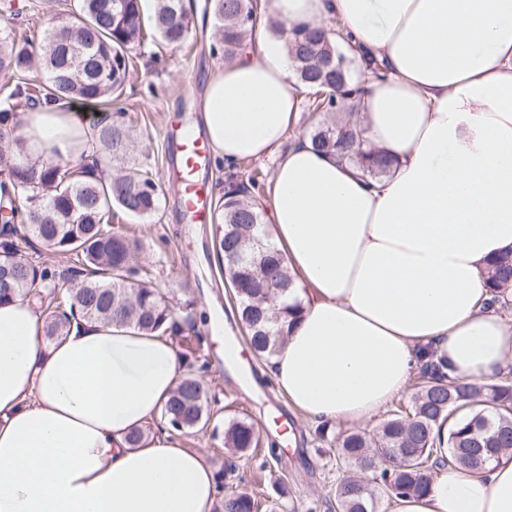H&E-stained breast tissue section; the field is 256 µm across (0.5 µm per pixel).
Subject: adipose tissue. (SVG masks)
I'll return each mask as SVG.
<instances>
[{"mask_svg":"<svg viewBox=\"0 0 512 512\" xmlns=\"http://www.w3.org/2000/svg\"><path fill=\"white\" fill-rule=\"evenodd\" d=\"M285 30L325 24L364 79L350 105L397 164L368 178L308 139L284 141L303 84L284 33L257 28L212 73L202 121L226 164L276 156L268 226L294 278L297 320L268 371L314 422L362 420L423 362L463 382L512 367V318L489 303L487 263L512 247V0H272ZM91 104L20 117L26 151L89 162ZM47 313L0 304V512H214L204 455L170 437L130 446L184 371L166 336L85 321L44 338ZM392 512H512V459L456 468Z\"/></svg>","mask_w":512,"mask_h":512,"instance_id":"1","label":"adipose tissue"}]
</instances>
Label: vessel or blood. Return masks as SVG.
<instances>
[{
  "instance_id": "obj_1",
  "label": "vessel or blood",
  "mask_w": 512,
  "mask_h": 512,
  "mask_svg": "<svg viewBox=\"0 0 512 512\" xmlns=\"http://www.w3.org/2000/svg\"><path fill=\"white\" fill-rule=\"evenodd\" d=\"M177 167L180 205L187 216L196 222H206L211 210V193L199 174L206 166L210 153L204 132L177 133L172 143Z\"/></svg>"
}]
</instances>
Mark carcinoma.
<instances>
[{
    "instance_id": "carcinoma-1",
    "label": "carcinoma",
    "mask_w": 512,
    "mask_h": 512,
    "mask_svg": "<svg viewBox=\"0 0 512 512\" xmlns=\"http://www.w3.org/2000/svg\"><path fill=\"white\" fill-rule=\"evenodd\" d=\"M147 15L143 0H77L68 16L50 19L40 42L0 36V74L23 75L36 60L45 74L42 86L15 85L0 105V302L17 295L32 297L49 311L47 335L60 336L71 320H116L147 334L178 339L185 358L196 354L193 328L183 331L150 269L139 262L142 239L112 229V207L143 219L161 206L152 173L123 163L137 143L132 126L120 117L101 124L95 134L99 161H119L105 178L92 167L62 159L40 161L27 156L19 134L20 111L40 102L86 101L109 105L123 95L130 76L132 50L151 35L171 47L186 43L193 17L185 0H152ZM216 20L211 50L234 56L252 36L257 23L253 0H208ZM301 83L323 93L314 111L330 120L307 138L326 152L356 162L369 174L387 172L391 160L375 148H364V130L341 118L352 73L345 55L326 29L293 28L287 42ZM259 179L252 176L229 187L216 204L213 249L224 258V276L244 325L246 339L263 359L284 346L300 303L278 308L275 299L293 286L282 255L265 233L256 199ZM44 249L66 259L55 270L30 260L29 251ZM485 286L492 303L509 309L512 247L488 264ZM409 408H398L372 432L341 431L336 443L333 492L338 512H378L389 501L424 493L433 471L450 464L480 475L488 464L512 457V375L494 384L461 383L439 365L419 371ZM213 417L208 389L188 364L165 404L161 419L176 431L202 430ZM448 425V454L439 430ZM260 444L253 423L234 418L224 427V447L244 456ZM369 473L366 479L362 474ZM261 492L223 495L216 512H255Z\"/></svg>"
}]
</instances>
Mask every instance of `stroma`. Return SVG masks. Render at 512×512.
Listing matches in <instances>:
<instances>
[{
  "instance_id": "1",
  "label": "stroma",
  "mask_w": 512,
  "mask_h": 512,
  "mask_svg": "<svg viewBox=\"0 0 512 512\" xmlns=\"http://www.w3.org/2000/svg\"><path fill=\"white\" fill-rule=\"evenodd\" d=\"M74 0H14V14L0 15V27L16 36H40L48 14L69 9ZM193 5V50H174L155 44L146 51H133L129 81L122 98L108 106V113L123 112L126 121L140 132L142 143L136 155L140 165L149 168L164 195L156 215L132 220L115 217V224L142 238L147 246L144 263L156 282L169 292L173 307L184 299L195 301L191 318L200 336L198 358L202 369L198 377L209 389L215 429L176 432L173 440L180 447L203 452L213 471L224 467V422L247 417L259 429L264 444L243 458L233 479L225 480V490L274 476L285 491L279 512H327L325 506L336 484V450L319 439L317 425L290 407L270 381L267 364L254 353H247L245 370L254 375L259 389H247L237 367L225 364L219 340L214 337L210 316L226 317L230 337L243 339L244 333L234 299L212 249V224H196L182 213L172 182L166 174L172 154L166 138L170 123H193L201 127V102L209 75L224 64V57L212 53L205 31L214 27L212 13L204 9L205 0ZM270 159L247 160L226 167L210 161L201 177L220 197L225 186L247 179L254 170L273 174ZM287 415V429H280L277 418Z\"/></svg>"
}]
</instances>
